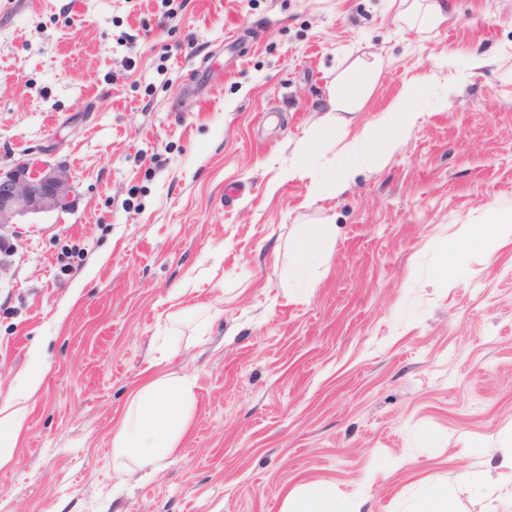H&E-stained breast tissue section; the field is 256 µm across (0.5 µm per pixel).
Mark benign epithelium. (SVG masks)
Listing matches in <instances>:
<instances>
[{
    "instance_id": "benign-epithelium-1",
    "label": "benign epithelium",
    "mask_w": 512,
    "mask_h": 512,
    "mask_svg": "<svg viewBox=\"0 0 512 512\" xmlns=\"http://www.w3.org/2000/svg\"><path fill=\"white\" fill-rule=\"evenodd\" d=\"M70 192L69 178L61 168L34 167L24 161L0 167V271L3 258L14 252L8 228L20 217L64 208Z\"/></svg>"
}]
</instances>
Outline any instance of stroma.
<instances>
[{
	"instance_id": "35a3bbf8",
	"label": "stroma",
	"mask_w": 512,
	"mask_h": 512,
	"mask_svg": "<svg viewBox=\"0 0 512 512\" xmlns=\"http://www.w3.org/2000/svg\"><path fill=\"white\" fill-rule=\"evenodd\" d=\"M447 2L426 29L423 0H0V166L72 186L0 271V408L24 411L0 512H281L322 486L364 512L432 487L512 512V240L463 238L512 215V0ZM376 56L345 139L410 85L422 117L315 194L345 141L325 102ZM315 224L336 237L295 302ZM150 369L194 377L197 408L160 471L120 480L112 427ZM336 236L332 224H315L302 236L296 248L288 253V273L299 288L298 297L306 288H313V268L325 244Z\"/></svg>"
}]
</instances>
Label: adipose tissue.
Here are the masks:
<instances>
[{"label": "adipose tissue", "mask_w": 512, "mask_h": 512, "mask_svg": "<svg viewBox=\"0 0 512 512\" xmlns=\"http://www.w3.org/2000/svg\"><path fill=\"white\" fill-rule=\"evenodd\" d=\"M413 90H404L385 113L388 135L379 128H364L345 146L342 167L328 179L333 192H343L350 178L362 168L381 166L400 145L403 136L418 122L419 113L409 104ZM336 234L332 224H316L302 236L288 254V273L299 289L313 285V268L325 244ZM192 380L184 375L155 374L137 386L131 400L112 429V459L117 475L130 467L156 471L173 456L186 434L196 408ZM362 505L338 497L323 487L286 496L283 512H361Z\"/></svg>", "instance_id": "adipose-tissue-1"}]
</instances>
